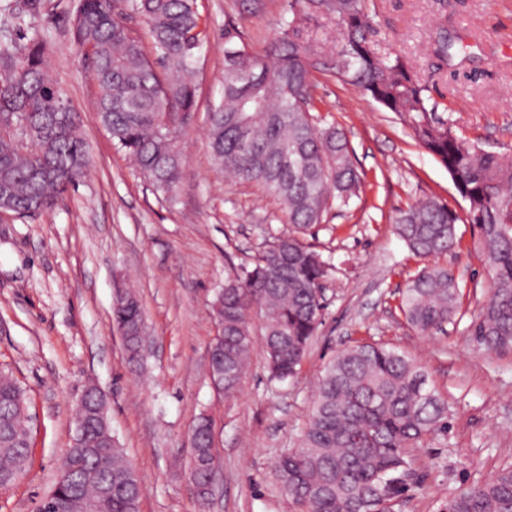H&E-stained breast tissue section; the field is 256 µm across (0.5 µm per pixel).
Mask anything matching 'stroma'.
I'll list each match as a JSON object with an SVG mask.
<instances>
[{
    "mask_svg": "<svg viewBox=\"0 0 512 512\" xmlns=\"http://www.w3.org/2000/svg\"><path fill=\"white\" fill-rule=\"evenodd\" d=\"M76 4L42 0L39 16L11 32L21 45L39 32L51 41L49 71L80 115L91 164L51 209L0 218V371L24 389L31 417L28 459L0 490V512H35L51 492L72 444L76 401L91 381L106 394L112 435L143 479L141 512H299L273 464L298 447L331 357L357 341L419 360L451 411L448 435L416 450L415 485L394 512H445L456 489L512 462V352L485 351L473 336L489 276L467 203L394 113L329 76L314 90L316 109L345 131L365 190L350 208H330L307 239L331 265L322 324L292 378L270 380L256 336L238 391L215 389L208 375L221 333L214 295L229 264L253 261L288 225L261 187L228 180L213 166L207 109L221 98L226 27H234L236 44L264 53L289 19L288 0H197L205 27L195 63L199 104L182 138L186 162L172 202L97 120V82L74 41ZM371 9L374 47L413 65L455 132L512 151V0H372ZM442 34L453 55L444 67L433 53ZM427 198L459 217V247L435 263L453 271L463 297L444 330L423 335L398 305L425 261L396 235L393 218ZM128 288L150 337L137 370L112 325L113 302ZM202 414L213 424L217 466L205 502L188 468Z\"/></svg>",
    "mask_w": 512,
    "mask_h": 512,
    "instance_id": "stroma-1",
    "label": "stroma"
}]
</instances>
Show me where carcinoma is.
<instances>
[{
    "label": "carcinoma",
    "instance_id": "carcinoma-1",
    "mask_svg": "<svg viewBox=\"0 0 512 512\" xmlns=\"http://www.w3.org/2000/svg\"><path fill=\"white\" fill-rule=\"evenodd\" d=\"M289 7L291 18L266 54L237 45L224 50L221 101L207 114L213 164L277 199L292 226L272 237L252 265L229 266L212 303L224 336L212 369L223 376L224 393L236 392L249 364L252 316L260 321L270 377L278 381L294 376L322 324L320 289L329 264L303 236L330 205L360 198L363 185L346 134L313 115L315 74L322 72L395 113L448 170L468 202L490 279L473 334L487 351L512 352V154L457 135L437 116L438 103L409 62L374 52L366 0H289ZM128 10L144 23L162 71L124 22ZM318 14L339 28L328 56L300 36ZM200 27L196 0H79L76 8L75 41L90 53L99 122L153 189L170 198L185 162L179 140L197 109ZM46 55L43 38L21 50L0 45V113H22L38 147L33 158L21 151V132L0 130V211L19 216L52 208L89 166L77 112L56 110L67 97ZM458 220L447 204L426 199L399 211L393 223L416 256L430 258L455 249ZM459 304L453 273L425 266L402 291L400 310L411 328L427 334L451 321ZM112 323L129 365L140 367L147 333L132 291L116 298ZM87 391L85 447L69 450L49 512H77L79 499L96 496L100 484L112 486L105 512H139L141 478L123 450L109 445V426L95 414L97 388ZM24 411L23 389L0 371L5 490L28 458ZM449 418L448 402L418 360L380 342H356L328 362L300 446L282 454L272 471L307 512H392L411 489L413 451L448 435ZM194 432L189 474L202 485L215 464L211 419L199 417ZM445 512H512V464L454 492Z\"/></svg>",
    "mask_w": 512,
    "mask_h": 512
}]
</instances>
